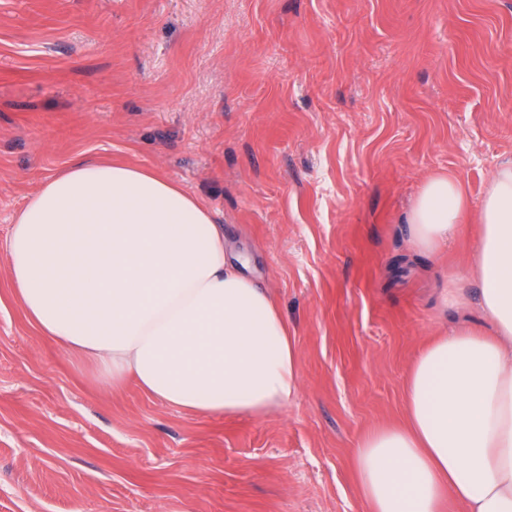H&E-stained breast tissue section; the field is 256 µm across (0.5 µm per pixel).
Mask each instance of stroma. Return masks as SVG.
<instances>
[{"label": "stroma", "mask_w": 512, "mask_h": 512, "mask_svg": "<svg viewBox=\"0 0 512 512\" xmlns=\"http://www.w3.org/2000/svg\"><path fill=\"white\" fill-rule=\"evenodd\" d=\"M79 157L204 200L299 391L254 419L105 388L0 254V512H367L357 442L403 419L423 343L486 323L466 260L512 162V0H0V238ZM436 174L467 209L419 253L405 216ZM452 276L465 307L439 302Z\"/></svg>", "instance_id": "1"}]
</instances>
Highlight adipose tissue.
<instances>
[{
  "mask_svg": "<svg viewBox=\"0 0 512 512\" xmlns=\"http://www.w3.org/2000/svg\"><path fill=\"white\" fill-rule=\"evenodd\" d=\"M461 185L426 179L406 216L430 252L465 212ZM470 252L490 331L416 353L406 422L353 451L369 512H512V164L492 176ZM16 299L42 335L202 416L260 418L296 395L297 349L270 292L227 263L224 228L197 195L140 166L79 158L47 178L0 242Z\"/></svg>",
  "mask_w": 512,
  "mask_h": 512,
  "instance_id": "obj_1",
  "label": "adipose tissue"
}]
</instances>
